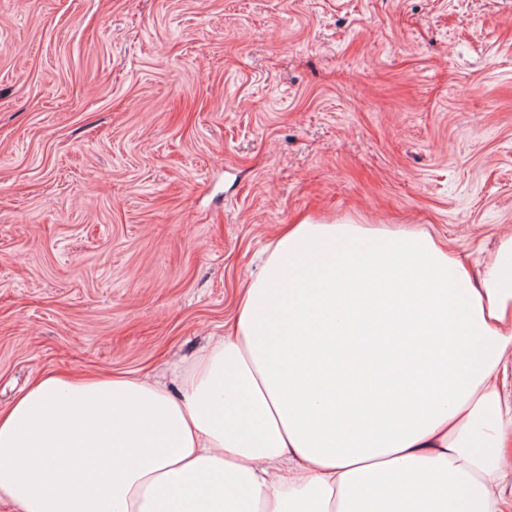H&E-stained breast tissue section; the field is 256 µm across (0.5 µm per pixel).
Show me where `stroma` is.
Instances as JSON below:
<instances>
[{"label": "stroma", "instance_id": "1", "mask_svg": "<svg viewBox=\"0 0 512 512\" xmlns=\"http://www.w3.org/2000/svg\"><path fill=\"white\" fill-rule=\"evenodd\" d=\"M512 227V0H0V409L164 375L284 226Z\"/></svg>", "mask_w": 512, "mask_h": 512}]
</instances>
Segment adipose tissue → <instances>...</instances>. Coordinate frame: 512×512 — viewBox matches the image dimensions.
Listing matches in <instances>:
<instances>
[{
  "mask_svg": "<svg viewBox=\"0 0 512 512\" xmlns=\"http://www.w3.org/2000/svg\"><path fill=\"white\" fill-rule=\"evenodd\" d=\"M177 392L42 374L0 410L14 512H512V230L301 220Z\"/></svg>",
  "mask_w": 512,
  "mask_h": 512,
  "instance_id": "1",
  "label": "adipose tissue"
}]
</instances>
